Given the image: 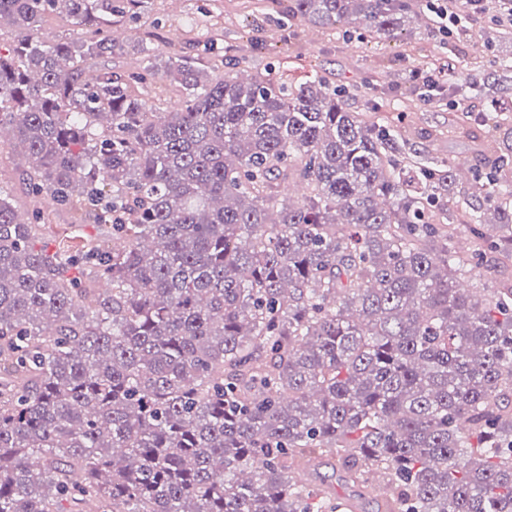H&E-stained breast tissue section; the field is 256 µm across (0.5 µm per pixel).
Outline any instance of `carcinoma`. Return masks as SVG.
I'll list each match as a JSON object with an SVG mask.
<instances>
[{"mask_svg":"<svg viewBox=\"0 0 512 512\" xmlns=\"http://www.w3.org/2000/svg\"><path fill=\"white\" fill-rule=\"evenodd\" d=\"M136 0H0V133L34 195L112 228L37 246L0 188V512H339L293 482L311 455L375 471L395 512H512V288L459 287L474 255L434 209L455 165L412 170L406 141L315 76L212 75L143 45L136 73L80 63L107 35L57 40ZM323 28L393 38L410 0H291ZM183 90L158 112L136 93ZM512 94V67L431 97ZM301 182L298 201L284 197ZM476 231L512 257V188L485 174ZM42 31L50 36H69L76 32L71 19L65 14L47 13L41 23ZM137 92H141L146 100L165 111L177 110L181 104V89L175 84L160 79H156L147 87H138Z\"/></svg>","mask_w":512,"mask_h":512,"instance_id":"cac0c4a2","label":"carcinoma"}]
</instances>
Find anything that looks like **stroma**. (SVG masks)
<instances>
[{"label": "stroma", "mask_w": 512, "mask_h": 512, "mask_svg": "<svg viewBox=\"0 0 512 512\" xmlns=\"http://www.w3.org/2000/svg\"><path fill=\"white\" fill-rule=\"evenodd\" d=\"M288 0H141L136 14L112 17L102 28H85L84 36L131 32L126 51L109 60L83 64L84 77L98 74L102 65L118 72L141 66L138 48L151 43L160 54L188 52L202 65L223 73L226 59L241 61L242 72L272 74L299 84L318 75L344 87L351 111L376 114L408 141L412 152L427 165L452 162L472 174L495 171L499 182L512 184V162L492 168L501 144L494 122H480L489 106L512 119V99L490 103L477 97L465 102L441 100L431 104L412 89L419 72L452 74L455 82L479 81L488 65L512 61V38L495 36L486 20L470 21L471 36L443 37L440 29L412 23L391 40L368 34L345 33L287 18ZM215 45L216 53L205 50ZM22 166L8 141L0 142V187L10 192L18 213L40 209L41 245L48 251L77 250L84 239L109 240L107 225L81 218L57 205L50 196L33 199L22 180ZM480 193L468 180H457L445 199L452 240L458 251L490 255L487 244L472 235L465 213Z\"/></svg>", "instance_id": "obj_1"}]
</instances>
